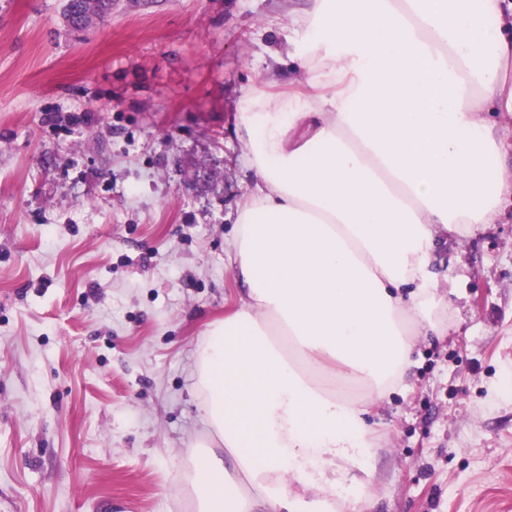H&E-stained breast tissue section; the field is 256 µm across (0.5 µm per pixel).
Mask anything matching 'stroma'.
<instances>
[{
  "label": "stroma",
  "instance_id": "obj_1",
  "mask_svg": "<svg viewBox=\"0 0 512 512\" xmlns=\"http://www.w3.org/2000/svg\"><path fill=\"white\" fill-rule=\"evenodd\" d=\"M0 0V512H194L207 326L282 0ZM448 333L375 409L355 512H512V205L441 249Z\"/></svg>",
  "mask_w": 512,
  "mask_h": 512
}]
</instances>
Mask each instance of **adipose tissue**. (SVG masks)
I'll use <instances>...</instances> for the list:
<instances>
[{"instance_id": "adipose-tissue-1", "label": "adipose tissue", "mask_w": 512, "mask_h": 512, "mask_svg": "<svg viewBox=\"0 0 512 512\" xmlns=\"http://www.w3.org/2000/svg\"><path fill=\"white\" fill-rule=\"evenodd\" d=\"M283 20L289 90L238 101L242 297L197 350L195 512H352L371 408L448 327L437 245L512 198V0H290Z\"/></svg>"}]
</instances>
